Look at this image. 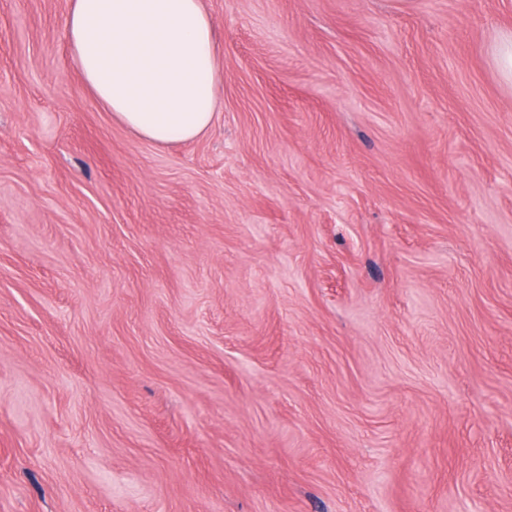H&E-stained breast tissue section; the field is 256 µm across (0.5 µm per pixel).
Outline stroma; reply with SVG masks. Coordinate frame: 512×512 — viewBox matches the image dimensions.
Instances as JSON below:
<instances>
[{
	"instance_id": "1",
	"label": "stroma",
	"mask_w": 512,
	"mask_h": 512,
	"mask_svg": "<svg viewBox=\"0 0 512 512\" xmlns=\"http://www.w3.org/2000/svg\"><path fill=\"white\" fill-rule=\"evenodd\" d=\"M0 0V512H512V0H204L158 147ZM491 55L500 78L512 86V30L498 35L492 45Z\"/></svg>"
}]
</instances>
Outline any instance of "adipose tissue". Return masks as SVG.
<instances>
[{"instance_id": "adipose-tissue-1", "label": "adipose tissue", "mask_w": 512, "mask_h": 512, "mask_svg": "<svg viewBox=\"0 0 512 512\" xmlns=\"http://www.w3.org/2000/svg\"><path fill=\"white\" fill-rule=\"evenodd\" d=\"M69 60L113 119L164 147L200 137L223 79L203 0H70Z\"/></svg>"}]
</instances>
